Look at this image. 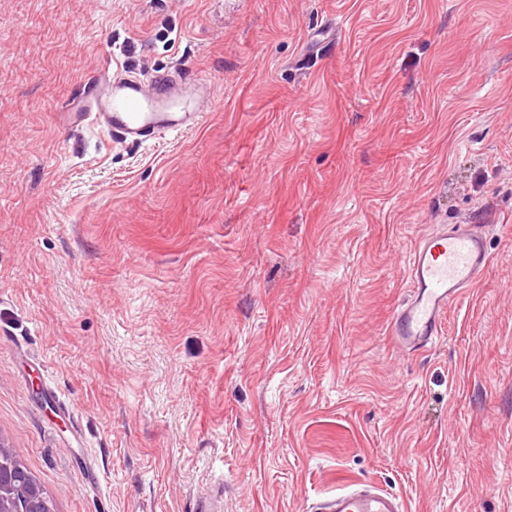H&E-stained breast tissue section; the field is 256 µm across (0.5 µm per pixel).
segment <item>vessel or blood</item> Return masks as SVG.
<instances>
[{"instance_id":"1","label":"vessel or blood","mask_w":512,"mask_h":512,"mask_svg":"<svg viewBox=\"0 0 512 512\" xmlns=\"http://www.w3.org/2000/svg\"><path fill=\"white\" fill-rule=\"evenodd\" d=\"M208 83L181 85L167 78L139 76L115 80L90 74L63 114L69 125L101 127L116 142L142 141L196 124L204 110ZM484 224H458L435 232L414 247L405 274L411 294L397 309L391 335L397 345L419 351L439 335L449 305L478 283L490 256ZM323 512H403L399 497L367 484L343 491L322 505Z\"/></svg>"}]
</instances>
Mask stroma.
Listing matches in <instances>:
<instances>
[{"label": "stroma", "mask_w": 512, "mask_h": 512, "mask_svg": "<svg viewBox=\"0 0 512 512\" xmlns=\"http://www.w3.org/2000/svg\"><path fill=\"white\" fill-rule=\"evenodd\" d=\"M106 66L213 102L63 123ZM488 218L400 350L413 246ZM0 439L57 512H512V0H0ZM318 510L325 512H403L399 497L380 490L372 484L353 491L336 493Z\"/></svg>", "instance_id": "35a3bbf8"}]
</instances>
